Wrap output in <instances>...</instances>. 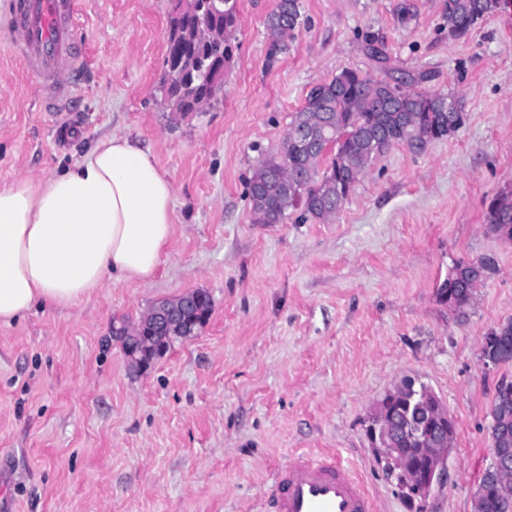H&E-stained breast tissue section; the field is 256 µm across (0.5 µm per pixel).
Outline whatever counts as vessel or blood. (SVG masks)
Wrapping results in <instances>:
<instances>
[{
	"mask_svg": "<svg viewBox=\"0 0 512 512\" xmlns=\"http://www.w3.org/2000/svg\"><path fill=\"white\" fill-rule=\"evenodd\" d=\"M79 0H12L0 24L19 30L16 52L51 93L45 108L68 111L72 80L87 54L76 27ZM265 512H373V502L350 468L333 454H292L275 475Z\"/></svg>",
	"mask_w": 512,
	"mask_h": 512,
	"instance_id": "b4317fda",
	"label": "vessel or blood"
}]
</instances>
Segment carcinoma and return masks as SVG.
<instances>
[{
  "label": "carcinoma",
  "mask_w": 512,
  "mask_h": 512,
  "mask_svg": "<svg viewBox=\"0 0 512 512\" xmlns=\"http://www.w3.org/2000/svg\"><path fill=\"white\" fill-rule=\"evenodd\" d=\"M498 0H445L443 20L448 34L465 36L480 19L492 14ZM396 20L408 25L415 18L412 0L396 5ZM304 23L300 0H278L267 19L269 49L267 61L272 64L288 50V42ZM214 31L224 35V56L204 63L207 80L212 86L224 85V75L237 58V10H226L212 18ZM192 20L169 16L171 37L166 51L175 55H199L204 46L191 37ZM410 78L402 90L392 89L385 79H375L355 69H344L332 79L309 92L302 106L294 112L288 131L277 153L255 168L248 184L251 209L261 211L269 224H281L288 212H299L298 219L328 222L342 207L350 192L366 174L372 160L394 145H402L419 154L428 146L452 137L464 124L460 100L442 92L417 91ZM327 162L319 170L321 162ZM485 221L500 237L512 240V191L494 198L485 213ZM495 272L494 260L484 257L477 264L457 262L449 270L437 293L453 309L469 303L474 289ZM194 306L184 316L185 335L189 329L203 327L213 308L210 295L193 292ZM175 335L162 342L149 337L143 341L147 357L164 354ZM501 378L495 388L491 409L497 415L492 426L499 451L485 469L475 495L482 497V512H512V483L497 480V467L502 454L512 458V383L504 387ZM386 476L396 481L407 497L417 495L416 486L388 465Z\"/></svg>",
  "instance_id": "cac0c4a2"
}]
</instances>
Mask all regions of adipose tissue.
I'll list each match as a JSON object with an SVG mask.
<instances>
[{
  "label": "adipose tissue",
  "instance_id": "ef3b65f1",
  "mask_svg": "<svg viewBox=\"0 0 512 512\" xmlns=\"http://www.w3.org/2000/svg\"><path fill=\"white\" fill-rule=\"evenodd\" d=\"M174 197L150 151L117 132L63 171L1 186L0 323L75 304L110 279L151 282Z\"/></svg>",
  "mask_w": 512,
  "mask_h": 512
}]
</instances>
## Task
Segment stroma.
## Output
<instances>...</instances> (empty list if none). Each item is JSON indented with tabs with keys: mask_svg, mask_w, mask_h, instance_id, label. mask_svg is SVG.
Returning <instances> with one entry per match:
<instances>
[{
	"mask_svg": "<svg viewBox=\"0 0 512 512\" xmlns=\"http://www.w3.org/2000/svg\"><path fill=\"white\" fill-rule=\"evenodd\" d=\"M300 0L304 23L268 63L277 0H236L238 61L204 111H169V0H80L91 63L68 112L15 58L0 27V185L39 178L119 132L149 148L175 187V232L154 279L108 282L89 301L38 307L0 324V512H263L274 471L296 451L336 454L375 512H471L491 459L495 386L480 341L512 318V241L491 200L512 189V0L464 37L444 0ZM411 75L452 91L464 125L423 154L373 160L328 222L256 224L247 182L280 145L310 89L342 69ZM497 270L463 311L437 286L455 262ZM203 290L194 335L133 368L113 322ZM425 382L456 424L442 481L405 499L366 433L370 411L405 378Z\"/></svg>",
	"mask_w": 512,
	"mask_h": 512,
	"instance_id": "stroma-1",
	"label": "stroma"
}]
</instances>
